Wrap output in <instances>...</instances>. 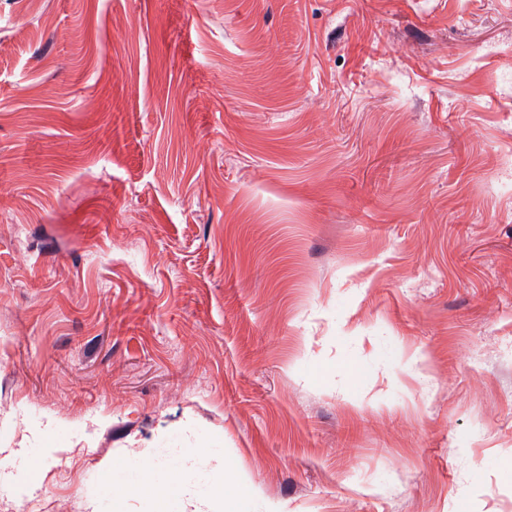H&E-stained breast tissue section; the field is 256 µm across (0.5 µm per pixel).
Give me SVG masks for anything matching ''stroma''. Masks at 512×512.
Here are the masks:
<instances>
[{"mask_svg":"<svg viewBox=\"0 0 512 512\" xmlns=\"http://www.w3.org/2000/svg\"><path fill=\"white\" fill-rule=\"evenodd\" d=\"M0 448V512L188 448L215 512H512V0H0Z\"/></svg>","mask_w":512,"mask_h":512,"instance_id":"obj_1","label":"stroma"}]
</instances>
